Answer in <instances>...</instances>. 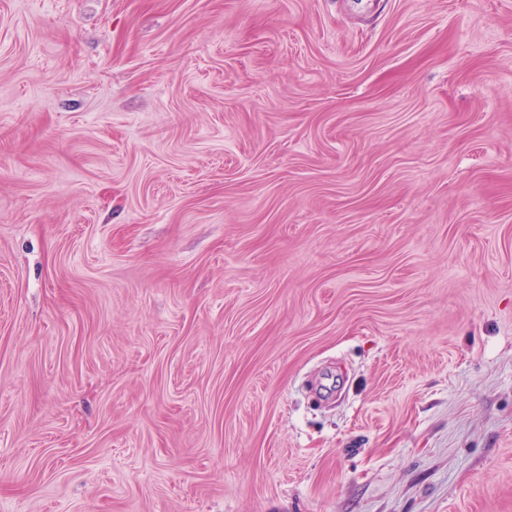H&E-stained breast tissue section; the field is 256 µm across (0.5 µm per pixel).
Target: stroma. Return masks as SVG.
<instances>
[{
    "label": "stroma",
    "instance_id": "35a3bbf8",
    "mask_svg": "<svg viewBox=\"0 0 512 512\" xmlns=\"http://www.w3.org/2000/svg\"><path fill=\"white\" fill-rule=\"evenodd\" d=\"M0 512H512V0H0Z\"/></svg>",
    "mask_w": 512,
    "mask_h": 512
}]
</instances>
